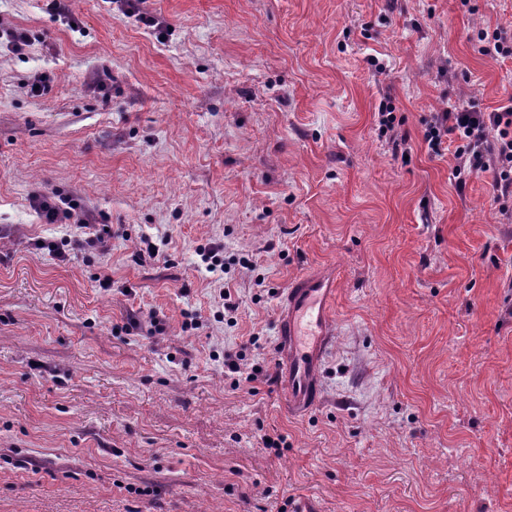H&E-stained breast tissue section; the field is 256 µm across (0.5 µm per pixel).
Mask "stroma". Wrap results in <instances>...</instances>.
<instances>
[{
	"instance_id": "obj_1",
	"label": "stroma",
	"mask_w": 512,
	"mask_h": 512,
	"mask_svg": "<svg viewBox=\"0 0 512 512\" xmlns=\"http://www.w3.org/2000/svg\"><path fill=\"white\" fill-rule=\"evenodd\" d=\"M148 7L163 31L112 0H0L27 37L0 38V512H512V223L423 141L446 100L512 94L477 39L512 42V0ZM322 269L336 342L296 415L278 309ZM228 355L267 381L234 385ZM395 110L396 108L390 98H387L385 104L381 102L378 110L379 131L381 134L390 133L389 140L393 156L397 158L400 155L401 159L405 160V156L410 157L412 147L409 144V137L398 131V127L401 126V119L397 120ZM31 201L35 212L47 224H54L63 218L68 219L71 216V213L68 211L62 213L46 196H34L31 198Z\"/></svg>"
}]
</instances>
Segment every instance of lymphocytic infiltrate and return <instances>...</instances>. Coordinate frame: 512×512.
Returning a JSON list of instances; mask_svg holds the SVG:
<instances>
[{
  "mask_svg": "<svg viewBox=\"0 0 512 512\" xmlns=\"http://www.w3.org/2000/svg\"><path fill=\"white\" fill-rule=\"evenodd\" d=\"M430 157L452 152L455 184L465 188L476 175H489L492 199L504 223H512V97L489 112L449 105L424 120Z\"/></svg>",
  "mask_w": 512,
  "mask_h": 512,
  "instance_id": "lymphocytic-infiltrate-1",
  "label": "lymphocytic infiltrate"
}]
</instances>
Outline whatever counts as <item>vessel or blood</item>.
<instances>
[{"label":"vessel or blood","instance_id":"obj_1","mask_svg":"<svg viewBox=\"0 0 512 512\" xmlns=\"http://www.w3.org/2000/svg\"><path fill=\"white\" fill-rule=\"evenodd\" d=\"M337 285L333 274H303L290 282L282 298L277 336L286 360L285 391L292 411H306L318 400L319 367L336 336L331 305Z\"/></svg>","mask_w":512,"mask_h":512}]
</instances>
